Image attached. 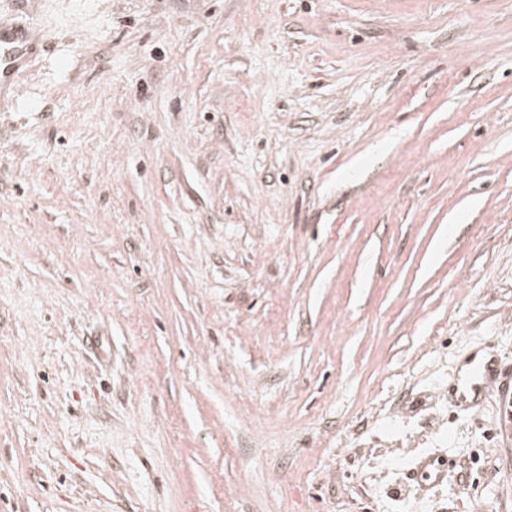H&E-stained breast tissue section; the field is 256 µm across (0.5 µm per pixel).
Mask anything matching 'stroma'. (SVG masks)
Returning a JSON list of instances; mask_svg holds the SVG:
<instances>
[{
    "label": "stroma",
    "mask_w": 512,
    "mask_h": 512,
    "mask_svg": "<svg viewBox=\"0 0 512 512\" xmlns=\"http://www.w3.org/2000/svg\"><path fill=\"white\" fill-rule=\"evenodd\" d=\"M0 17V512H512V0ZM33 27H18L0 18V84L13 81L22 61L35 52ZM461 360L451 383L444 389L448 401L457 410L476 414L488 399L498 412L496 428L498 448L502 456L512 453V364H506L492 341ZM421 463L422 464L420 465V469L416 473V476H417L416 481L418 483V486H425V483L422 482L421 480H419V476L421 475V477H422V473L425 470H426V474H425L426 480H429L432 477H434L433 483H439L443 479L445 473L448 470L447 461L440 457H428V458L423 459L421 461Z\"/></svg>",
    "instance_id": "stroma-1"
}]
</instances>
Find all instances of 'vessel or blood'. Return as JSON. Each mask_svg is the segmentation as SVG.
Instances as JSON below:
<instances>
[{
  "mask_svg": "<svg viewBox=\"0 0 512 512\" xmlns=\"http://www.w3.org/2000/svg\"><path fill=\"white\" fill-rule=\"evenodd\" d=\"M35 48L33 27H19L0 18V83L14 80L22 61ZM444 393L455 409L473 414L494 402L497 444L503 455L512 454V364L500 358L493 343L462 359Z\"/></svg>",
  "mask_w": 512,
  "mask_h": 512,
  "instance_id": "1",
  "label": "vessel or blood"
}]
</instances>
